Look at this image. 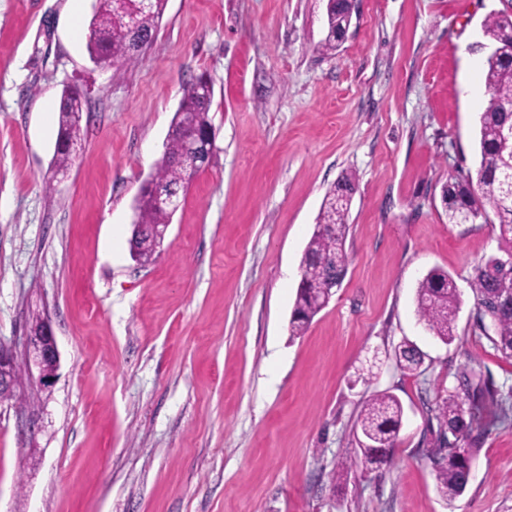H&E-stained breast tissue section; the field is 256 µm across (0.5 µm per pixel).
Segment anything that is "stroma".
Segmentation results:
<instances>
[{
	"mask_svg": "<svg viewBox=\"0 0 512 512\" xmlns=\"http://www.w3.org/2000/svg\"><path fill=\"white\" fill-rule=\"evenodd\" d=\"M327 0H168L154 42L102 70L94 0H0V344L36 318L53 387L0 404V512H512V359L475 323L473 266L495 224H452L442 189L479 165L481 24L512 0H359L317 52ZM206 76L216 133L161 252L131 256L134 205L182 86ZM84 141L44 189L64 87ZM354 174L347 276L307 331L289 321L325 193ZM435 268L461 293L456 338L419 322ZM424 354L404 374L395 348ZM479 370L502 414L471 436L463 496L436 491L423 444L436 400ZM395 395L394 464L330 482L362 401Z\"/></svg>",
	"mask_w": 512,
	"mask_h": 512,
	"instance_id": "1",
	"label": "stroma"
}]
</instances>
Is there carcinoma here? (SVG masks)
Here are the masks:
<instances>
[{"label": "carcinoma", "mask_w": 512, "mask_h": 512, "mask_svg": "<svg viewBox=\"0 0 512 512\" xmlns=\"http://www.w3.org/2000/svg\"><path fill=\"white\" fill-rule=\"evenodd\" d=\"M167 0H96L89 21L87 53L94 63L112 67L136 61L152 41L164 15ZM344 0H327L326 36L316 50L331 54L340 45V36L351 25ZM484 36L501 53H490L485 62L484 81L488 101L479 116L478 144L480 161L476 175L460 173L443 187V202L448 223L460 224L464 216L471 222L499 224L504 249L512 259V13L488 16L482 23ZM212 87L204 76L188 82L169 127L165 150L156 163L153 178L164 182L190 183L193 167L185 157L182 143L185 121L193 123L196 136L207 141L214 136L209 118ZM83 93L66 87L58 106L56 149L51 169L57 173L69 169L75 148L81 146ZM356 192V179L344 174L325 194L316 219L315 230L303 252L301 280L290 319L291 335L303 334L314 317L326 307L322 288L330 277L343 283L348 270L345 241L347 216ZM172 213L154 205L152 196L139 192L135 204L134 234H146L154 224L170 223ZM470 288L474 298L476 322L486 331L490 319L494 348L512 358V274L503 268L501 258L492 256L473 269ZM461 299L453 276L441 269L431 270L417 291V314L427 329L445 344L456 337V320ZM397 365L414 372L423 363V354L414 346L400 344L395 349ZM463 394H450L436 403V437L427 442L424 455L431 461L436 490L452 503L468 487L474 448L469 444L471 429L465 416L488 413L497 405L495 393L487 390L475 371L462 374ZM403 410L393 394L383 391L362 402L355 424L356 446L345 450L336 465L335 481L341 483L357 462L391 461L402 426Z\"/></svg>", "instance_id": "cac0c4a2"}]
</instances>
